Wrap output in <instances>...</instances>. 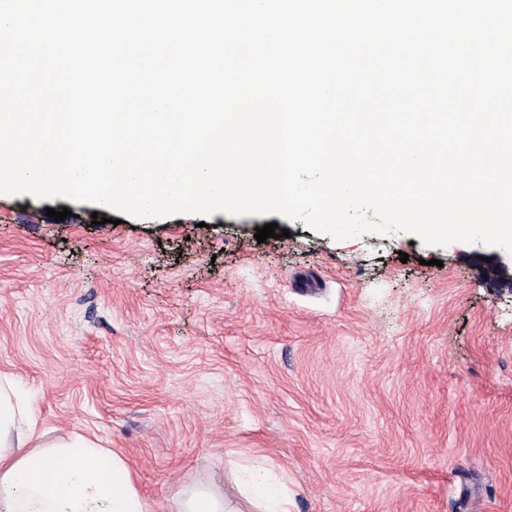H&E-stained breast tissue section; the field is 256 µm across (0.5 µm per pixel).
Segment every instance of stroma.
<instances>
[{
    "instance_id": "stroma-1",
    "label": "stroma",
    "mask_w": 512,
    "mask_h": 512,
    "mask_svg": "<svg viewBox=\"0 0 512 512\" xmlns=\"http://www.w3.org/2000/svg\"><path fill=\"white\" fill-rule=\"evenodd\" d=\"M503 252L0 194V373L154 512L199 486L255 512L258 461L291 512H512V293L471 263Z\"/></svg>"
}]
</instances>
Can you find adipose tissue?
Masks as SVG:
<instances>
[{
  "instance_id": "obj_1",
  "label": "adipose tissue",
  "mask_w": 512,
  "mask_h": 512,
  "mask_svg": "<svg viewBox=\"0 0 512 512\" xmlns=\"http://www.w3.org/2000/svg\"><path fill=\"white\" fill-rule=\"evenodd\" d=\"M0 512H152L124 459L83 433L49 436L0 374Z\"/></svg>"
}]
</instances>
